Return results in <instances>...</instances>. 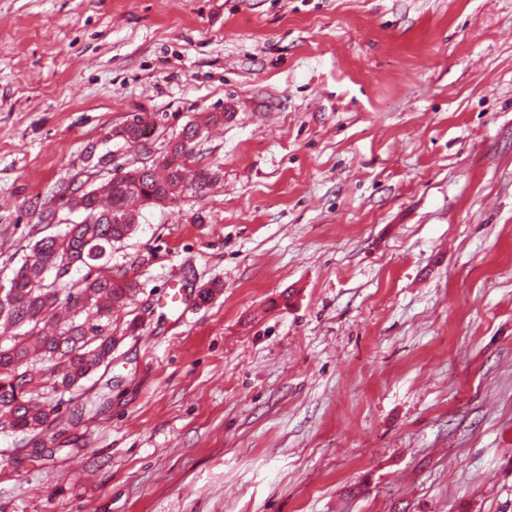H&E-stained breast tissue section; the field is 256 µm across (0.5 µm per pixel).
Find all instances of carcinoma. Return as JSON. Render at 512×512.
Listing matches in <instances>:
<instances>
[{"instance_id": "carcinoma-1", "label": "carcinoma", "mask_w": 512, "mask_h": 512, "mask_svg": "<svg viewBox=\"0 0 512 512\" xmlns=\"http://www.w3.org/2000/svg\"><path fill=\"white\" fill-rule=\"evenodd\" d=\"M221 118L211 113L202 123L184 126L151 165L119 170L99 186L63 183L52 195L51 203L60 201L82 219L57 236L36 241L10 287H0V321L14 329L12 335L0 336L1 428L37 431L59 411L46 397L48 391L78 389L112 362L115 342L102 320L135 289V284H117L103 272L86 275L74 288H58L45 283L46 274L76 263L92 268L134 230L137 207L174 203L186 189L200 192L209 185L212 170L199 169L190 186L185 171L203 127ZM146 128L145 118L136 116L113 130L112 137L134 144Z\"/></svg>"}]
</instances>
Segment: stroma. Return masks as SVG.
<instances>
[{
  "label": "stroma",
  "mask_w": 512,
  "mask_h": 512,
  "mask_svg": "<svg viewBox=\"0 0 512 512\" xmlns=\"http://www.w3.org/2000/svg\"><path fill=\"white\" fill-rule=\"evenodd\" d=\"M202 112L101 410L0 429V512H512V0H0V285ZM147 122L145 118L135 116L132 121L127 122L123 126L113 130V139H121L126 144L138 143L146 132Z\"/></svg>",
  "instance_id": "35a3bbf8"
}]
</instances>
